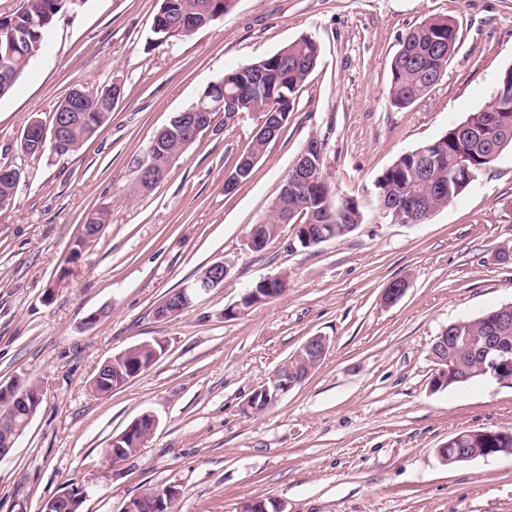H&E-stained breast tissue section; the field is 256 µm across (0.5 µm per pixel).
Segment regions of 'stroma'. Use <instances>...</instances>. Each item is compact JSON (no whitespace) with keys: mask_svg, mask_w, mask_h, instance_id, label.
<instances>
[{"mask_svg":"<svg viewBox=\"0 0 512 512\" xmlns=\"http://www.w3.org/2000/svg\"><path fill=\"white\" fill-rule=\"evenodd\" d=\"M158 0H83L59 15L45 48L0 98V162L21 168L0 210V383L43 382L45 396L0 461V512H41L62 491L81 512H123L148 488L177 492V512H242L255 499L285 512H512V456L455 466L437 450L463 431L511 430L512 384L434 390L430 348L448 324L512 303V150L422 224L382 208L377 179L401 154L443 135L492 99L512 66V0H234L209 26L158 43ZM448 17L459 42L444 77L405 108L387 95L402 37ZM321 47L282 133L251 176L224 180L259 117L192 144L152 189L133 161L224 70L303 37ZM120 80L109 120L76 152L24 154L20 139L76 88ZM323 171L363 215L312 248L291 225L248 245L309 140ZM103 235L70 260L90 213ZM223 287L170 318L156 309L211 264ZM277 298L228 316L259 281ZM408 288L385 299L396 281ZM95 325H87L91 314ZM329 340L317 370L264 411L250 396L309 337ZM150 342L157 360L105 396L89 385L118 352ZM158 427L135 455L104 450L137 416Z\"/></svg>","mask_w":512,"mask_h":512,"instance_id":"obj_1","label":"stroma"}]
</instances>
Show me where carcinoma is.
Masks as SVG:
<instances>
[{
  "label": "carcinoma",
  "mask_w": 512,
  "mask_h": 512,
  "mask_svg": "<svg viewBox=\"0 0 512 512\" xmlns=\"http://www.w3.org/2000/svg\"><path fill=\"white\" fill-rule=\"evenodd\" d=\"M233 0H161L153 21V33L162 42L178 40L188 36L172 27L173 22L185 15L200 22L211 24L226 13ZM78 6L77 0H25L24 8L7 16L9 24L0 27V98L9 95L30 63L41 53L47 32L57 16L64 10ZM458 28L447 17L430 18L411 29L402 39L401 48L390 64L388 96L391 103L400 108L408 107L423 97L445 75L448 61L455 51ZM320 55L318 43L309 36H302L277 52L257 61L241 64L216 77L224 81V93L238 99L239 112H262L270 103L277 104L280 112L278 129L288 123L294 111L297 94L310 73L316 67ZM497 88L504 90L506 97L492 100L484 108L469 114L465 122L483 131L476 136L464 130L456 133L452 126L439 138L421 147L401 154L378 178L377 188L383 207L397 222L399 218L392 205L401 203L404 207L425 204L427 212L418 216L423 223L431 214L458 198L469 187V182H448V166L455 159L458 150L469 154V171L472 176L490 167L498 156L490 154L487 145L495 142L500 151L512 148V67L503 70ZM114 102L108 98L98 100L91 109L70 113L68 139L69 154L93 137L112 112ZM168 129L160 130L154 137L158 148L144 154L136 165L137 183L143 190L154 187L152 179L145 177L143 169L149 165L152 175L163 178L168 165V156L186 150L191 141L170 135ZM428 150L433 157L429 170L423 171L419 153ZM284 182L288 183L286 196L272 202L265 220L254 226L252 234L255 251L279 235L281 220L280 203L288 201V209L297 212L301 223L314 219L322 223V230L328 238H341L352 232L346 223L336 217L339 196L330 189L323 174H318L306 186L293 180V171H288ZM488 320L480 316L466 320L457 327L460 336L487 335ZM152 364V353L132 349L122 359H117L108 368L106 382L96 386L100 393L112 391L113 383H120L131 374L143 373ZM9 404L0 400V434L12 430L15 422ZM137 434L121 441V447L106 448V456L124 460L136 452ZM457 448H512V434L495 436L468 435L455 443Z\"/></svg>",
  "instance_id": "obj_1"
}]
</instances>
